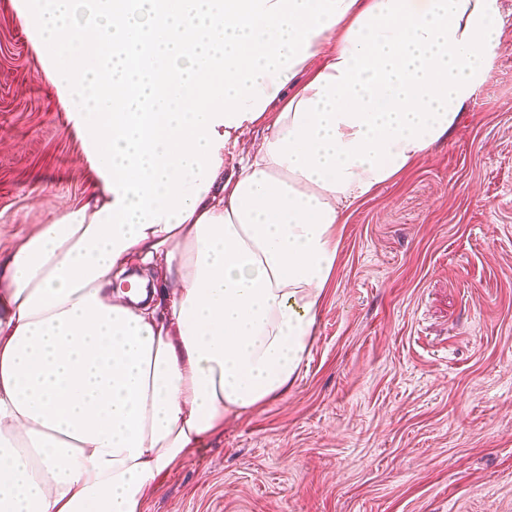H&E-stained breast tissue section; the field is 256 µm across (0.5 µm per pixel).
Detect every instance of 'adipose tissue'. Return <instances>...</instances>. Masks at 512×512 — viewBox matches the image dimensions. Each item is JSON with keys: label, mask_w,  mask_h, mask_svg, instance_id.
Masks as SVG:
<instances>
[{"label": "adipose tissue", "mask_w": 512, "mask_h": 512, "mask_svg": "<svg viewBox=\"0 0 512 512\" xmlns=\"http://www.w3.org/2000/svg\"><path fill=\"white\" fill-rule=\"evenodd\" d=\"M86 3L72 31L73 0H24L98 180L0 253V512H143L287 393L345 209L448 139L500 46L498 0ZM134 260L155 296L113 291Z\"/></svg>", "instance_id": "adipose-tissue-1"}]
</instances>
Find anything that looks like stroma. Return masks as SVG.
Segmentation results:
<instances>
[{
    "instance_id": "35a3bbf8",
    "label": "stroma",
    "mask_w": 512,
    "mask_h": 512,
    "mask_svg": "<svg viewBox=\"0 0 512 512\" xmlns=\"http://www.w3.org/2000/svg\"><path fill=\"white\" fill-rule=\"evenodd\" d=\"M446 143L353 201L288 393L229 416L143 512H512V0ZM0 0V250L95 178L50 61Z\"/></svg>"
}]
</instances>
